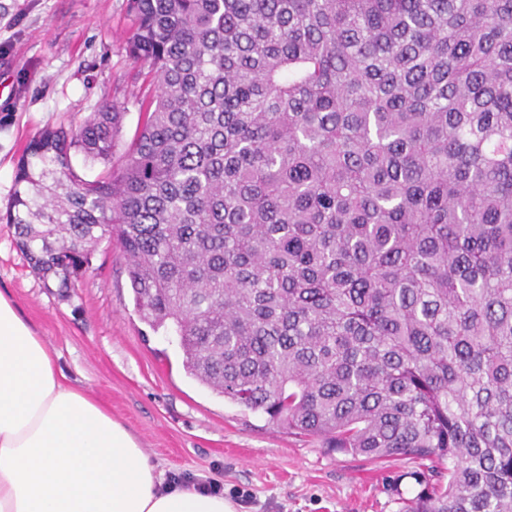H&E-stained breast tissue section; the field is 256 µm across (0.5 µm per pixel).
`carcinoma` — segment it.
<instances>
[{
	"mask_svg": "<svg viewBox=\"0 0 512 512\" xmlns=\"http://www.w3.org/2000/svg\"><path fill=\"white\" fill-rule=\"evenodd\" d=\"M157 89L46 128L9 210L35 273L127 257L186 373L290 432L448 465L403 512H512V0H127Z\"/></svg>",
	"mask_w": 512,
	"mask_h": 512,
	"instance_id": "obj_1",
	"label": "carcinoma"
}]
</instances>
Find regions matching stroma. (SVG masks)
Segmentation results:
<instances>
[{"label": "stroma", "mask_w": 512, "mask_h": 512, "mask_svg": "<svg viewBox=\"0 0 512 512\" xmlns=\"http://www.w3.org/2000/svg\"><path fill=\"white\" fill-rule=\"evenodd\" d=\"M127 0H0V213L16 164L47 127L83 121L107 101L125 107L123 155L154 89L133 62ZM117 243L102 241L79 287L43 280L0 223V291L53 347L71 381L85 387L142 443L166 475L224 488L238 512H402L430 483L426 466L331 451L241 409L188 376L176 336L137 312Z\"/></svg>", "instance_id": "stroma-1"}]
</instances>
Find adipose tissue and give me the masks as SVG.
Listing matches in <instances>:
<instances>
[{
	"instance_id": "1",
	"label": "adipose tissue",
	"mask_w": 512,
	"mask_h": 512,
	"mask_svg": "<svg viewBox=\"0 0 512 512\" xmlns=\"http://www.w3.org/2000/svg\"><path fill=\"white\" fill-rule=\"evenodd\" d=\"M0 512H236L171 484L0 293Z\"/></svg>"
}]
</instances>
